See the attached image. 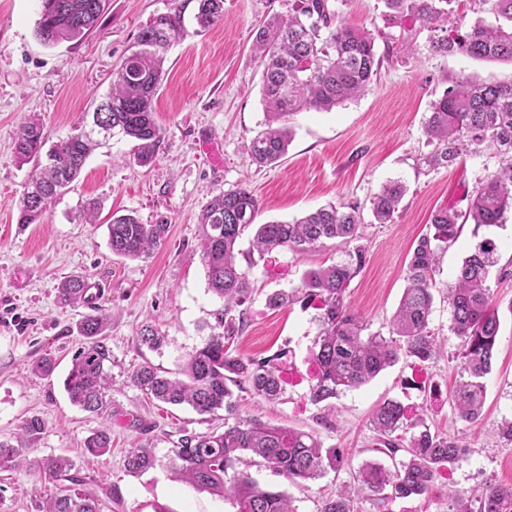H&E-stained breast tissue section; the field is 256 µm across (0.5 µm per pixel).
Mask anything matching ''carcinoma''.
Wrapping results in <instances>:
<instances>
[{
	"instance_id": "obj_1",
	"label": "carcinoma",
	"mask_w": 512,
	"mask_h": 512,
	"mask_svg": "<svg viewBox=\"0 0 512 512\" xmlns=\"http://www.w3.org/2000/svg\"><path fill=\"white\" fill-rule=\"evenodd\" d=\"M450 0H384L386 20L396 24L411 18L430 32V46L442 54L512 63V0H478V10L494 18L477 19L462 32L453 26L445 4ZM107 9V0H41L35 35L45 46L87 37ZM224 17V0H197L194 19L206 30ZM186 35L184 5L170 0L163 13L154 15L137 33L130 54L115 72L112 88L94 108L92 126L83 118L77 132L44 149L45 132L32 117L17 133V158L35 161V169L19 202L17 223L23 227L41 222L49 203L66 192L79 176L95 146L120 134L136 142V161H152L162 139L153 107L164 76L167 51ZM252 50L263 66L261 99L265 107L263 129L247 146L259 167L282 158L291 142L287 125L291 116L308 109L330 111L363 92L376 79L373 34L347 26L328 0H295L288 15L274 14L256 29ZM423 135L433 150L424 158L430 168L449 167L463 156L487 152L500 166L487 175L465 211L444 206L432 214L405 270L406 287L389 323L388 334L369 331L346 302L351 281L367 261L365 249L355 246L348 259L303 273L301 285L288 292L274 291L266 298L272 309L296 300L316 303L318 317V377L310 389L318 405L356 389L394 366L402 357L421 363L437 360L447 338L430 327L437 288L435 274L442 255L456 240L460 225L502 223L512 210V83L452 82L431 106ZM406 187L394 180L384 184L370 200L379 224L390 223L398 212ZM257 198L238 186L211 197L198 217L201 253L209 291L222 301L215 310L213 333L188 356L179 375L168 376L140 365L132 382L152 398L167 404L190 406L200 415L224 410V430L185 434L172 449L169 467L175 479L212 495L233 499L237 512H295L283 492L260 486L239 469L245 457L289 482L308 486L336 470V449L326 448L310 432L271 425L257 418H240L231 386L249 385L261 399L273 401L283 392L282 352L250 358L230 352L229 343L239 332L236 317L251 300V270L257 260L277 249L306 253L336 240L348 245L358 238L362 213L357 205L323 206L292 223L257 224ZM252 232L249 249L239 243ZM112 254L138 259L165 242L168 221L144 224L130 212L112 217L107 224ZM498 246L490 238L479 241L443 289L450 308L449 331L459 340V367L450 395L458 417L468 423L480 418L486 394L485 379L492 371L499 332L488 280L497 265ZM89 283L82 275L65 277L58 286L65 305L87 304ZM108 317L87 314L77 325L87 344L72 358L63 380L70 401L90 413H103L106 392L112 386V349L106 342ZM381 452L407 458L386 468L369 462L359 468L354 482L326 499L319 512H354V498L380 503L393 498L427 495L440 470L469 454L462 439L431 432L423 416L412 418L401 402L388 399L369 417ZM86 450L101 456L112 448L111 435L99 429L85 440ZM21 449L0 440V471L22 467ZM158 463L153 449L132 448L126 468L141 474ZM40 469L56 482V491L39 504V512H105L112 507V487L86 476L70 458L48 455ZM447 512H512V485L485 481L470 490L448 489Z\"/></svg>"
}]
</instances>
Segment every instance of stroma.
<instances>
[{"label":"stroma","mask_w":512,"mask_h":512,"mask_svg":"<svg viewBox=\"0 0 512 512\" xmlns=\"http://www.w3.org/2000/svg\"><path fill=\"white\" fill-rule=\"evenodd\" d=\"M291 2L224 0L222 20L206 31L188 32L166 55L154 98L163 141L152 163L138 165L133 141L112 138L93 152L71 188L48 205L42 223L22 230L17 207L33 166L14 154L20 125L36 115L51 139L69 135L108 93L112 71L128 55L140 27L165 11L169 0H109L91 35L52 48L35 36L39 0H0V439L21 448L25 459L22 469L0 472V512H35L53 489L38 468L52 454L68 456L83 473L112 485L117 498L112 512H236L232 500L176 481L168 468L181 437L223 429V413L200 415L186 405L151 400L130 380L134 367L144 363L177 372L211 333L221 302L208 290L198 215L214 194L249 188L259 201L260 224L290 222L329 203L359 205L366 215L358 243L369 261L352 281L348 301L370 331L383 332L434 209L449 204L466 210L472 191L497 168L488 154L464 157L450 168H428L422 157L431 147L423 125L450 82L507 83L512 65L433 52L429 33L418 22L388 23L383 0H331L349 26L375 37L382 66L369 90L332 111L295 115L282 160L271 168L252 164L244 145L259 130L264 106L262 68L251 46L260 20L287 13ZM208 140L219 145L220 158L204 151ZM390 180L403 182L407 192L393 223L378 224L368 213L370 200ZM92 201L98 220L89 224L86 207ZM131 211L144 221L162 216L170 224L165 243L145 259L117 257L108 246L111 216ZM485 237L498 242L499 266H511L512 215L498 227L468 223L443 257L438 282L451 281ZM344 258L330 241L305 255L282 249L259 261L251 271L253 293L243 326L232 343L245 357L287 351L291 366L279 401L265 402L248 389L239 392V416L315 433L325 446L339 449L344 462L306 489L256 465L248 466V473L260 486L286 492L296 512H319L365 462L389 464L376 450L368 417L383 401L396 399L412 414L428 406L430 429L465 438L470 452L443 470L432 493L386 501L385 512H446L448 487L468 489L487 480L512 484V444L496 430L497 422L512 414V277L489 281L500 326L480 419L461 421L448 401L457 375L453 337L437 363L400 360L367 385L345 391L328 411L309 398L316 309L297 302L273 310L266 298L298 287L306 269ZM72 274L88 279L91 306L59 304L57 287ZM93 307L110 318L112 388L101 415L72 405L63 389L71 357L84 342L77 324ZM148 326L163 336L161 347L142 343ZM47 354L56 361L54 372H32ZM33 416L43 421L42 433L22 435L23 421ZM103 427L111 431V452L87 454L85 439ZM142 444L154 449L159 462L134 477L125 459Z\"/></svg>","instance_id":"35a3bbf8"}]
</instances>
